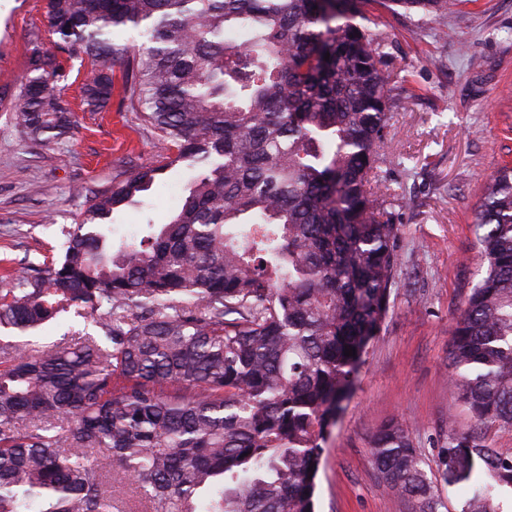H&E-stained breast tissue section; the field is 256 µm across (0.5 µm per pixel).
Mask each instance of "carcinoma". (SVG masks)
<instances>
[{
    "label": "carcinoma",
    "mask_w": 512,
    "mask_h": 512,
    "mask_svg": "<svg viewBox=\"0 0 512 512\" xmlns=\"http://www.w3.org/2000/svg\"><path fill=\"white\" fill-rule=\"evenodd\" d=\"M375 5L463 16L460 0H45L58 53L31 33L19 136L69 137L63 60L87 61L81 106L106 108L120 67L119 108L170 153L92 193L59 257L0 282V512H109L129 483L148 512H314L326 434L400 268L390 186L373 179L401 91ZM177 164L192 171L181 209L114 246L112 213ZM473 228L486 271L449 350L473 427L439 458L470 449L467 512H504L512 454L486 434L512 427V168L486 182ZM59 316L83 328L28 339ZM372 459L415 512H439L401 424Z\"/></svg>",
    "instance_id": "1"
}]
</instances>
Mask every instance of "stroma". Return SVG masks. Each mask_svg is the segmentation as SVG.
Returning a JSON list of instances; mask_svg holds the SVG:
<instances>
[{
  "instance_id": "obj_1",
  "label": "stroma",
  "mask_w": 512,
  "mask_h": 512,
  "mask_svg": "<svg viewBox=\"0 0 512 512\" xmlns=\"http://www.w3.org/2000/svg\"><path fill=\"white\" fill-rule=\"evenodd\" d=\"M467 23L385 13L392 66L409 92L395 110L381 174L400 206L402 266L388 316L331 429L317 476V512H411L377 477L370 440L397 421L430 466L449 432H470L469 411L448 387V344L485 268L474 246V213L489 176L512 164V0H466ZM43 0H0V91L26 76L31 32L46 38ZM67 147H34L0 109V259L17 268L50 255L61 229L79 221L90 192L154 165L155 135L118 106L83 112ZM188 171L175 167L143 203L112 217V239L164 224L185 198Z\"/></svg>"
}]
</instances>
